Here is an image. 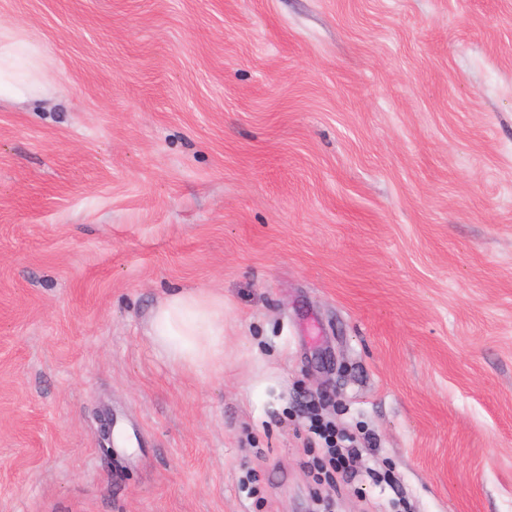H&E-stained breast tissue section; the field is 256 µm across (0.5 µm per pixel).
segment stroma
Returning <instances> with one entry per match:
<instances>
[{"label": "stroma", "instance_id": "35a3bbf8", "mask_svg": "<svg viewBox=\"0 0 512 512\" xmlns=\"http://www.w3.org/2000/svg\"><path fill=\"white\" fill-rule=\"evenodd\" d=\"M0 512H512V0H0ZM224 299V368L148 334ZM392 477L317 483L300 402ZM129 433L105 451L99 418ZM33 50L28 42L0 43V94L3 88L22 92L33 66Z\"/></svg>", "mask_w": 512, "mask_h": 512}]
</instances>
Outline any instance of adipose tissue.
<instances>
[{
	"label": "adipose tissue",
	"instance_id": "obj_1",
	"mask_svg": "<svg viewBox=\"0 0 512 512\" xmlns=\"http://www.w3.org/2000/svg\"><path fill=\"white\" fill-rule=\"evenodd\" d=\"M33 66V47L23 41L0 45V89L22 91ZM149 334L175 364L196 373L224 366V301L177 291L153 311Z\"/></svg>",
	"mask_w": 512,
	"mask_h": 512
}]
</instances>
